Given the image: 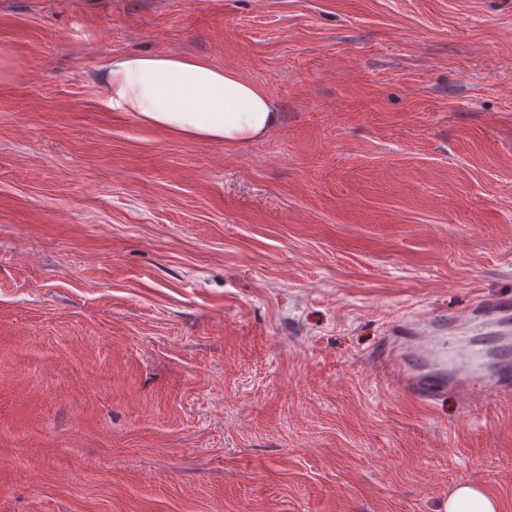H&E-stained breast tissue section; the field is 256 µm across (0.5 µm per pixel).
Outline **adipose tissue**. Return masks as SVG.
<instances>
[{"label": "adipose tissue", "mask_w": 512, "mask_h": 512, "mask_svg": "<svg viewBox=\"0 0 512 512\" xmlns=\"http://www.w3.org/2000/svg\"><path fill=\"white\" fill-rule=\"evenodd\" d=\"M100 79L113 111L187 141L241 146L266 137L281 122L261 87L202 58L115 55Z\"/></svg>", "instance_id": "adipose-tissue-1"}]
</instances>
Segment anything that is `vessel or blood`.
Returning a JSON list of instances; mask_svg holds the SVG:
<instances>
[{
	"label": "vessel or blood",
	"mask_w": 512,
	"mask_h": 512,
	"mask_svg": "<svg viewBox=\"0 0 512 512\" xmlns=\"http://www.w3.org/2000/svg\"><path fill=\"white\" fill-rule=\"evenodd\" d=\"M457 322L472 323L478 341L446 335L441 318L404 323L381 358L396 388L431 401L447 393L469 394L484 380L496 398H512V297L479 299Z\"/></svg>",
	"instance_id": "b4317fda"
}]
</instances>
